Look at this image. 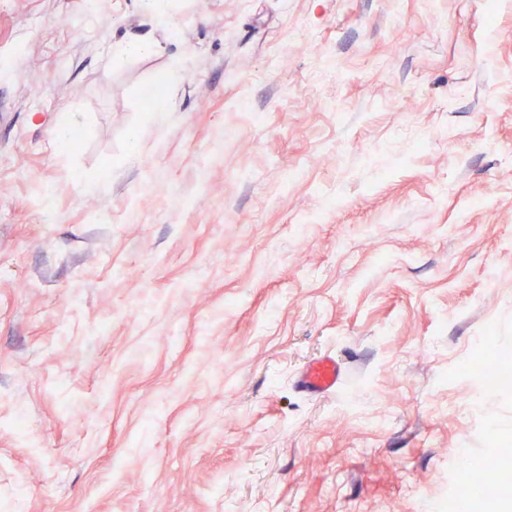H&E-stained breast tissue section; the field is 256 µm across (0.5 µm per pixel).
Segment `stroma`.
Wrapping results in <instances>:
<instances>
[{
	"label": "stroma",
	"mask_w": 512,
	"mask_h": 512,
	"mask_svg": "<svg viewBox=\"0 0 512 512\" xmlns=\"http://www.w3.org/2000/svg\"><path fill=\"white\" fill-rule=\"evenodd\" d=\"M511 152L512 0H0V505L430 512L512 445ZM344 379V369L336 356L316 358L304 365L296 377L297 388L309 395L324 397L337 390Z\"/></svg>",
	"instance_id": "obj_1"
}]
</instances>
